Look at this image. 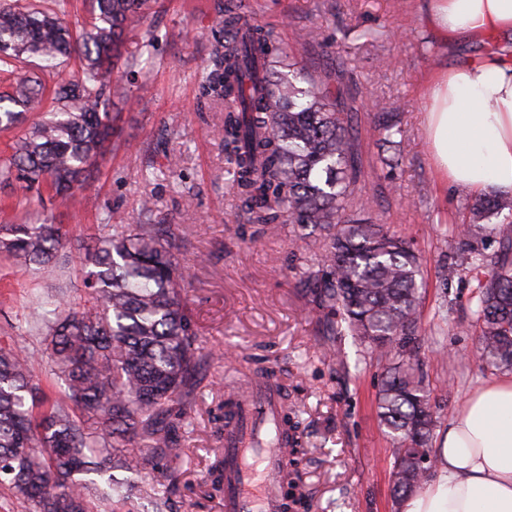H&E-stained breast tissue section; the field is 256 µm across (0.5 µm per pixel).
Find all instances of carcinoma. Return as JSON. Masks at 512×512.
<instances>
[{"mask_svg":"<svg viewBox=\"0 0 512 512\" xmlns=\"http://www.w3.org/2000/svg\"><path fill=\"white\" fill-rule=\"evenodd\" d=\"M151 0H92L79 31L64 21L67 0L41 9L0 7V64L42 58L61 67L74 54L81 76L61 81L53 105L27 84L0 96V126L25 112L38 120L16 143L0 179L47 183L62 197L87 190L90 169L112 141L105 110L107 75L124 56L127 34ZM224 157L244 223L253 240L294 224L316 263L301 282L322 313L325 336L350 335L392 361L378 396V414L394 441L390 472L394 502L420 489L433 468L430 444L437 406L413 359L421 336L422 256L383 224L350 217L360 163L354 105L341 89L316 78L280 48L274 29L258 23L244 0L223 10ZM374 128L382 145L401 133L399 114L376 103ZM512 195L485 194L459 226V265L485 268L475 276L474 319L479 360L512 371V259L480 251V231ZM66 234L32 217L0 226V258L20 268L59 260ZM174 224H126L107 216L103 233L77 244L87 303L36 296L27 321L40 359L62 382L49 402L34 354L0 342V487L28 512H114L112 505L145 497L168 512L171 485L160 475L141 481L157 461L182 454L191 424L187 387L210 362L187 312L190 278L178 262ZM236 402L216 405L219 423ZM211 489L224 491V459L210 469Z\"/></svg>","mask_w":512,"mask_h":512,"instance_id":"cac0c4a2","label":"carcinoma"}]
</instances>
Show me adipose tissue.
Listing matches in <instances>:
<instances>
[{
	"mask_svg": "<svg viewBox=\"0 0 512 512\" xmlns=\"http://www.w3.org/2000/svg\"><path fill=\"white\" fill-rule=\"evenodd\" d=\"M444 39L512 34V0H426ZM430 159L441 179L512 193V46L441 69L425 86ZM435 467L398 512H512V379L469 396L448 423Z\"/></svg>",
	"mask_w": 512,
	"mask_h": 512,
	"instance_id": "adipose-tissue-1",
	"label": "adipose tissue"
}]
</instances>
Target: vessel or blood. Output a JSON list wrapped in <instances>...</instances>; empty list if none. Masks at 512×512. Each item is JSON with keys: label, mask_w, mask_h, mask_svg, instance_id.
<instances>
[{"label": "vessel or blood", "mask_w": 512, "mask_h": 512, "mask_svg": "<svg viewBox=\"0 0 512 512\" xmlns=\"http://www.w3.org/2000/svg\"><path fill=\"white\" fill-rule=\"evenodd\" d=\"M279 396L266 383H251L224 431V512H282L278 485L288 450L274 438Z\"/></svg>", "instance_id": "b4317fda"}]
</instances>
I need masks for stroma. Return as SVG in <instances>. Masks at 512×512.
<instances>
[{"label":"stroma","mask_w":512,"mask_h":512,"mask_svg":"<svg viewBox=\"0 0 512 512\" xmlns=\"http://www.w3.org/2000/svg\"><path fill=\"white\" fill-rule=\"evenodd\" d=\"M226 0H154L127 36V52L144 64L120 62L113 73L126 98L110 99L112 148L92 173L94 187L62 199L23 182L0 184V225L42 211L71 235L97 234L103 217L134 221L140 201L152 197L155 224L178 225V261L191 276L189 313L205 346L230 350L229 361L209 363L190 385L192 426L181 439L173 475V512H224L211 495L208 472L217 437L211 412L221 386L243 389L276 370L286 404L303 408L296 435L304 450L288 478L305 495L306 512H396L391 494L393 443L377 415L386 359L349 336L336 339L343 360L330 357L318 311L300 282L311 262L294 226L251 244L224 160V103L213 89L223 34L217 27ZM258 19L311 71L344 62L342 86L358 108L359 193L389 229L424 257L420 359L440 403L437 430L448 427L461 403L503 371L476 360L473 272L451 256L457 228L468 219L473 193L440 183L429 157L423 88L449 63L474 58L479 38L448 44L425 22L421 0H250ZM312 32L303 43L299 32ZM78 59L50 69L29 60L0 72V93L39 76L45 87L80 75ZM395 103L402 119V163L382 164L372 127L376 101ZM178 159L169 172V159ZM49 292L80 302L85 297L77 256L50 270L14 269L0 261V339L35 349L26 333L31 294Z\"/></svg>","instance_id":"35a3bbf8"}]
</instances>
